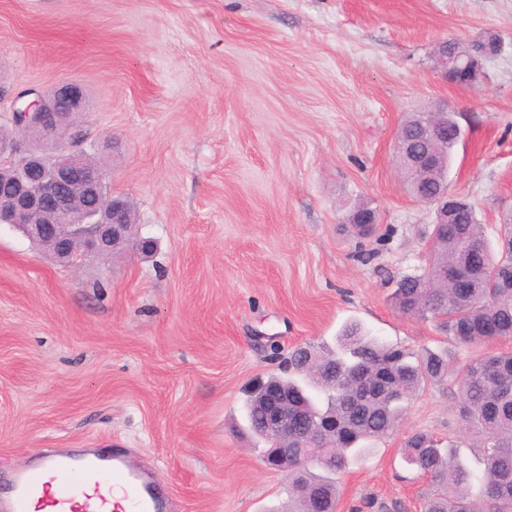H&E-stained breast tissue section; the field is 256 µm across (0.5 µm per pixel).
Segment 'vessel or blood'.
<instances>
[{"mask_svg": "<svg viewBox=\"0 0 512 512\" xmlns=\"http://www.w3.org/2000/svg\"><path fill=\"white\" fill-rule=\"evenodd\" d=\"M55 485L46 504L52 512H167L169 501L162 489L131 468L121 452L109 459L66 455L49 458L44 465L15 473L12 493L0 501V512H31L33 501L47 485ZM121 485L124 503L112 499V485Z\"/></svg>", "mask_w": 512, "mask_h": 512, "instance_id": "1", "label": "vessel or blood"}]
</instances>
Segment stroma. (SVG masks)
I'll use <instances>...</instances> for the list:
<instances>
[{
    "mask_svg": "<svg viewBox=\"0 0 512 512\" xmlns=\"http://www.w3.org/2000/svg\"><path fill=\"white\" fill-rule=\"evenodd\" d=\"M486 32L503 50L482 82L449 85L438 44ZM60 80L84 88L112 189L155 250L74 270L0 224L1 487L56 450L119 448L180 512H283L288 478L244 401L297 346H335L355 323L402 349L483 353L393 307L436 219L404 186L395 138L412 113L454 112L448 186L498 248L512 0H0V86ZM358 203L371 235L345 222ZM421 430L480 470L455 386L434 382L339 475L336 512H422L429 484L401 456Z\"/></svg>",
    "mask_w": 512,
    "mask_h": 512,
    "instance_id": "stroma-1",
    "label": "stroma"
}]
</instances>
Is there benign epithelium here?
Instances as JSON below:
<instances>
[{"label":"benign epithelium","mask_w":512,"mask_h":512,"mask_svg":"<svg viewBox=\"0 0 512 512\" xmlns=\"http://www.w3.org/2000/svg\"><path fill=\"white\" fill-rule=\"evenodd\" d=\"M502 47L498 40L486 41L479 55L463 64L452 41L439 44L437 52L444 58L448 83L471 89L470 65L484 66ZM10 112L18 133L0 142V168L9 172L14 192L0 197V224L23 231L33 244L72 265L90 255L105 256L119 243L148 250L149 241L136 239L131 230L127 197L112 191L85 148L89 137L83 119L89 103L81 86L63 81L48 91L20 93L11 101ZM446 127V110H433L422 127L423 137L431 143L444 136ZM406 168L415 183L439 185L437 194L423 198V203L436 206V224L456 223L455 197L449 195L448 181L440 179L438 155L430 148L416 149L407 156ZM258 390L266 409L264 434L271 444L266 463L286 472L313 462L309 449L336 436V423L312 427L292 412L295 403L284 390L272 383H262ZM290 434L301 447H288Z\"/></svg>","instance_id":"obj_1"}]
</instances>
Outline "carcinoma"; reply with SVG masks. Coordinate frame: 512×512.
<instances>
[{
    "mask_svg": "<svg viewBox=\"0 0 512 512\" xmlns=\"http://www.w3.org/2000/svg\"><path fill=\"white\" fill-rule=\"evenodd\" d=\"M503 227L495 255L472 210L444 233L433 227L430 274L403 277L394 292L395 309L434 320L461 347L512 338V288L495 287L499 273L512 269V215ZM475 247L483 249L477 265L469 262ZM463 265L470 267V279L468 287L459 288L453 273ZM290 365L288 377L273 376L271 381L299 394L300 409L314 424L336 413V423L350 437L346 444L317 449L325 453L319 462L289 471L288 512H311L307 489L324 512H336L337 476L365 458L372 443L395 432L407 404L426 383L446 377L458 386L463 432L482 448V469L468 468L455 447L443 446L431 433L410 435L401 449L403 459L432 486L423 512H512V351L485 352L459 365L447 351L409 353L350 326L336 350L308 344L292 353ZM378 381L391 387V393L350 408L355 394ZM245 409L250 425L261 422L258 396L249 394ZM475 485L479 492L474 496Z\"/></svg>",
    "mask_w": 512,
    "mask_h": 512,
    "instance_id": "1",
    "label": "carcinoma"
}]
</instances>
